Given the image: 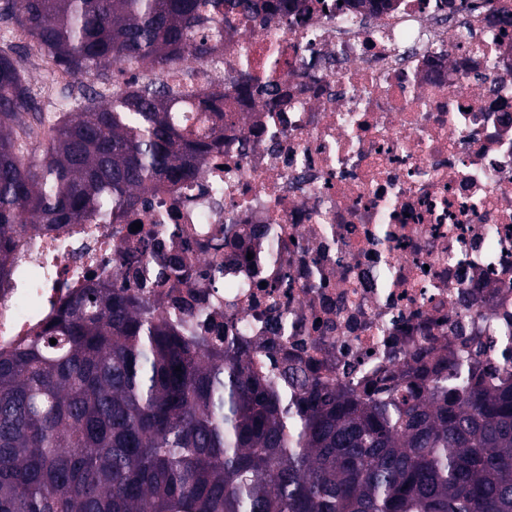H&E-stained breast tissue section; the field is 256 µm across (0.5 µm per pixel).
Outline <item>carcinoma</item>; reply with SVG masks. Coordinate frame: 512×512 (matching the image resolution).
Returning a JSON list of instances; mask_svg holds the SVG:
<instances>
[{
  "instance_id": "1",
  "label": "carcinoma",
  "mask_w": 512,
  "mask_h": 512,
  "mask_svg": "<svg viewBox=\"0 0 512 512\" xmlns=\"http://www.w3.org/2000/svg\"><path fill=\"white\" fill-rule=\"evenodd\" d=\"M262 8L288 4L0 0L1 38L96 79L67 84L47 122L22 57L0 47V273L22 225L121 224L200 172L224 91L191 95L205 137L175 112L182 66ZM137 252L121 260L141 287L182 278L157 256L147 280ZM498 341L509 365L493 376L472 336L366 393L299 366L264 375L224 332L190 336L157 300L101 283L0 352V512H512V328Z\"/></svg>"
}]
</instances>
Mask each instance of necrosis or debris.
Masks as SVG:
<instances>
[{"mask_svg": "<svg viewBox=\"0 0 512 512\" xmlns=\"http://www.w3.org/2000/svg\"><path fill=\"white\" fill-rule=\"evenodd\" d=\"M512 0H291L238 16L197 91L258 76L224 102L201 174L144 195L126 223L14 238L0 352L83 288L135 282L137 241L178 258L162 291L224 325L257 371L329 383L433 362L512 318ZM283 103L259 111L269 90ZM140 230H132V223Z\"/></svg>", "mask_w": 512, "mask_h": 512, "instance_id": "obj_1", "label": "necrosis or debris"}]
</instances>
